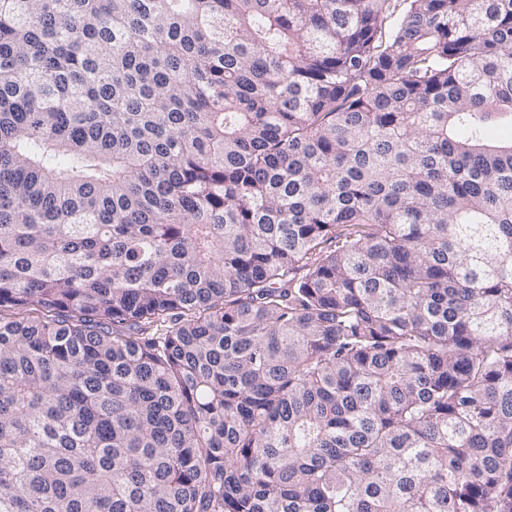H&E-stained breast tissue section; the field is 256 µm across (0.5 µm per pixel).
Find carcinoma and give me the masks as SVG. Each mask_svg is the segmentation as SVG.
Here are the masks:
<instances>
[{
	"label": "carcinoma",
	"instance_id": "obj_1",
	"mask_svg": "<svg viewBox=\"0 0 512 512\" xmlns=\"http://www.w3.org/2000/svg\"><path fill=\"white\" fill-rule=\"evenodd\" d=\"M401 2L0 0V512H512V0Z\"/></svg>",
	"mask_w": 512,
	"mask_h": 512
}]
</instances>
